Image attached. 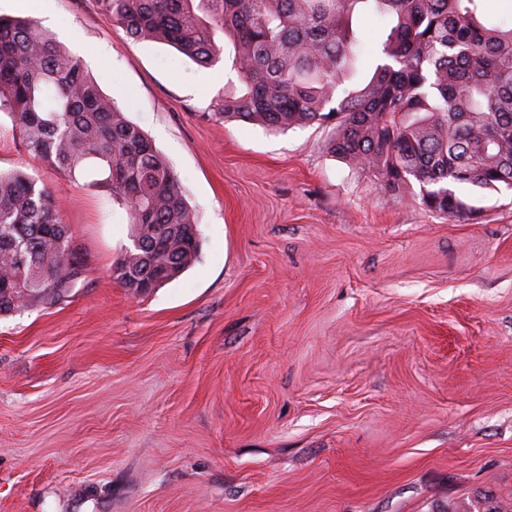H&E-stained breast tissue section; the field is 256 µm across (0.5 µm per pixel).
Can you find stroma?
Returning a JSON list of instances; mask_svg holds the SVG:
<instances>
[{
	"instance_id": "35a3bbf8",
	"label": "stroma",
	"mask_w": 512,
	"mask_h": 512,
	"mask_svg": "<svg viewBox=\"0 0 512 512\" xmlns=\"http://www.w3.org/2000/svg\"><path fill=\"white\" fill-rule=\"evenodd\" d=\"M153 140L199 217L193 266L112 278L124 209L0 112V171L49 187L86 258L0 316V512H454L512 497V190L451 220L332 156L333 124L224 121L203 68L97 0H16ZM512 502L500 498L491 491L480 492L470 503L460 506L454 512H511Z\"/></svg>"
}]
</instances>
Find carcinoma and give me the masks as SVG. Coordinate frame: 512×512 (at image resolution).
Here are the masks:
<instances>
[{
    "instance_id": "1",
    "label": "carcinoma",
    "mask_w": 512,
    "mask_h": 512,
    "mask_svg": "<svg viewBox=\"0 0 512 512\" xmlns=\"http://www.w3.org/2000/svg\"><path fill=\"white\" fill-rule=\"evenodd\" d=\"M104 18L139 42H162L201 67L235 45L242 88L218 114L274 129L336 121L327 149L380 181L419 185L417 198L448 218L473 206L460 189H512V23L481 19V0H98ZM388 21L370 79L359 82L363 41L354 16ZM0 111L24 148L70 181L88 179L120 205L132 246L112 276L200 252L158 224H197L195 211L149 137L105 96L83 61L28 17H0ZM86 260L52 192L0 173V315L71 297ZM454 512H512L490 491Z\"/></svg>"
}]
</instances>
